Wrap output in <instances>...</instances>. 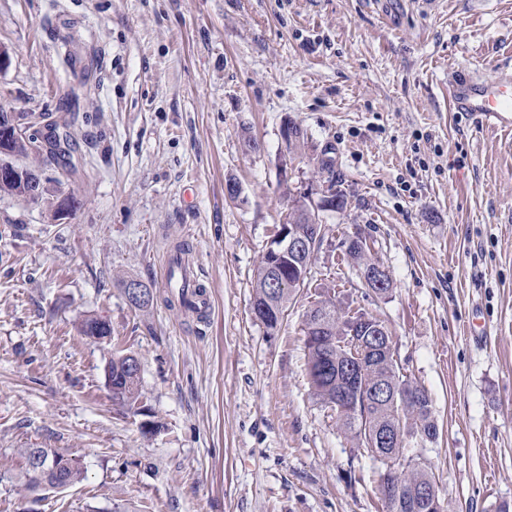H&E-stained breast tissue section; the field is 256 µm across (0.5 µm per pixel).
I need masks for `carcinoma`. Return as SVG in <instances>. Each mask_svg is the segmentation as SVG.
<instances>
[{
  "label": "carcinoma",
  "instance_id": "1",
  "mask_svg": "<svg viewBox=\"0 0 512 512\" xmlns=\"http://www.w3.org/2000/svg\"><path fill=\"white\" fill-rule=\"evenodd\" d=\"M33 186L27 178L0 183V193L31 197ZM347 263L362 270L369 261L375 259L369 246L361 247L353 238L345 241ZM272 256H262L253 285V302L268 309L265 326L269 330L277 329L284 319L288 304L295 294L304 287L298 283L299 270L292 264L280 265L281 273L287 280V286L277 288L270 282L269 265ZM320 310L325 312L330 332L316 336L310 331V314H305L303 333L308 350V376L315 396L323 403L336 406L337 382L344 378V370L352 351L369 345L365 336L354 338L340 335L344 325L353 315L366 318V327L385 325L380 315L366 311L344 309L331 299L320 301ZM131 355H115L105 367V374L112 380V399L129 409L134 408L142 396L139 387V375L133 372ZM375 381H382L396 391L410 392L415 399L409 403L374 402L368 396L366 387ZM343 429L351 435L356 446L380 461L384 470L379 474V484L396 481L403 484L437 485L435 476L425 468L416 465L415 457L410 456L402 470L395 469V462L405 449V440L419 437L428 441L438 435V425L434 419L433 400L425 387L403 375L397 369L393 354L385 355L372 352L366 356V365L360 374L359 397L354 400L352 412L338 411ZM396 430L400 442L396 446H378L373 440V430ZM35 448H23L20 451L22 467L20 473L21 489L33 492L41 489L40 483L32 476L30 466Z\"/></svg>",
  "mask_w": 512,
  "mask_h": 512
}]
</instances>
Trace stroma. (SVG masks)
Here are the masks:
<instances>
[{"label":"stroma","mask_w":512,"mask_h":512,"mask_svg":"<svg viewBox=\"0 0 512 512\" xmlns=\"http://www.w3.org/2000/svg\"><path fill=\"white\" fill-rule=\"evenodd\" d=\"M0 46V109L75 112L78 166L20 158L46 199L0 195V512H385L380 462L309 385L303 320L322 296L380 314L430 393L422 457L446 512L512 501V132L448 105L459 73L512 58V0H0ZM321 155L347 206L323 213L271 331L251 312L256 271ZM61 194L78 205L60 219ZM358 232L386 297L344 260ZM178 246L206 320L163 284ZM130 278L152 307L128 305ZM88 315L110 341L81 335ZM118 352L140 363L136 412L105 384ZM23 448L75 457L83 480L19 491Z\"/></svg>","instance_id":"1"}]
</instances>
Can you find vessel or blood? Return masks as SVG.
I'll list each match as a JSON object with an SVG mask.
<instances>
[{
	"instance_id": "vessel-or-blood-1",
	"label": "vessel or blood",
	"mask_w": 512,
	"mask_h": 512,
	"mask_svg": "<svg viewBox=\"0 0 512 512\" xmlns=\"http://www.w3.org/2000/svg\"><path fill=\"white\" fill-rule=\"evenodd\" d=\"M448 102L453 111L471 116L479 127L512 131V66L502 65L490 80L459 75L448 86ZM165 285L180 288L186 309L201 316L211 312L212 296L201 281L199 267L185 253L168 256Z\"/></svg>"
}]
</instances>
